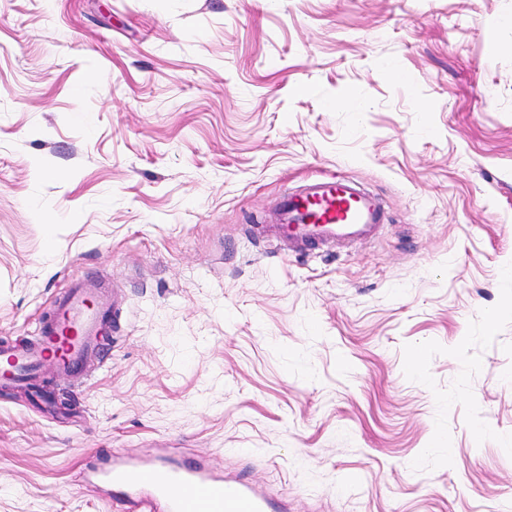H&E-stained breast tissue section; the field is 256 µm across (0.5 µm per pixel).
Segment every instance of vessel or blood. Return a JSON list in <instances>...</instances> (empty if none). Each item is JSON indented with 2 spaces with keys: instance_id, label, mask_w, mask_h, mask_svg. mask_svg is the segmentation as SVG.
Returning <instances> with one entry per match:
<instances>
[{
  "instance_id": "vessel-or-blood-1",
  "label": "vessel or blood",
  "mask_w": 512,
  "mask_h": 512,
  "mask_svg": "<svg viewBox=\"0 0 512 512\" xmlns=\"http://www.w3.org/2000/svg\"><path fill=\"white\" fill-rule=\"evenodd\" d=\"M383 218L384 207L375 194L352 178L331 177L285 191L271 229L303 251L330 240L373 238ZM114 312L97 280L71 281L37 336L23 346L0 347L12 381L30 380L47 363L67 375L79 372ZM94 479L121 492L129 512H273L275 508L252 482L197 463L107 459Z\"/></svg>"
}]
</instances>
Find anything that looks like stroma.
Returning a JSON list of instances; mask_svg holds the SVG:
<instances>
[{
  "mask_svg": "<svg viewBox=\"0 0 512 512\" xmlns=\"http://www.w3.org/2000/svg\"><path fill=\"white\" fill-rule=\"evenodd\" d=\"M329 175L379 234L290 251ZM85 276L117 316L0 390V512H126L100 452L512 512V0H0V344Z\"/></svg>",
  "mask_w": 512,
  "mask_h": 512,
  "instance_id": "1",
  "label": "stroma"
}]
</instances>
